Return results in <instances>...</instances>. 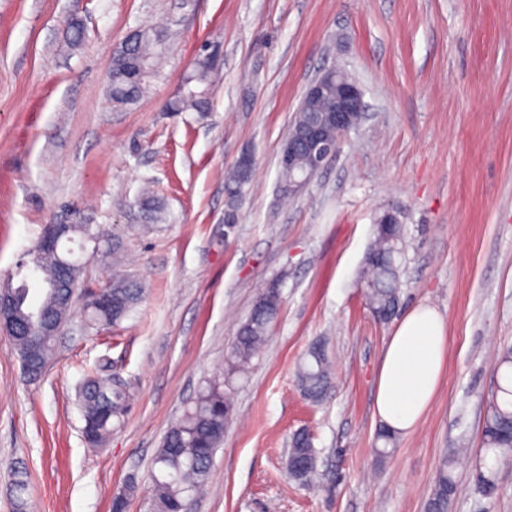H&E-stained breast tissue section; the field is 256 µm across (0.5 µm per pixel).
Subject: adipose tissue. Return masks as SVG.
Here are the masks:
<instances>
[{
  "mask_svg": "<svg viewBox=\"0 0 512 512\" xmlns=\"http://www.w3.org/2000/svg\"><path fill=\"white\" fill-rule=\"evenodd\" d=\"M447 337L439 312L419 304L398 321L382 359L375 413L396 434L414 432L437 393Z\"/></svg>",
  "mask_w": 512,
  "mask_h": 512,
  "instance_id": "ef3b65f1",
  "label": "adipose tissue"
}]
</instances>
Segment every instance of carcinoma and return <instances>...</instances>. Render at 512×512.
Returning a JSON list of instances; mask_svg holds the SVG:
<instances>
[{
	"mask_svg": "<svg viewBox=\"0 0 512 512\" xmlns=\"http://www.w3.org/2000/svg\"><path fill=\"white\" fill-rule=\"evenodd\" d=\"M163 36L150 29H136L124 39L113 53L112 103L128 106L137 102L153 72L162 51ZM218 65L206 52H199L183 78V92L169 102L176 112H207ZM253 173L233 167L225 178V191L234 198L252 180ZM402 239V225L394 224L382 234L375 232V241L366 258L365 296L373 316L380 322L389 321L401 302L400 267L397 263L398 243ZM42 275L53 279L62 269L73 275L80 274L83 266L69 254L47 252L40 259ZM17 319L37 326L41 315L51 322L64 320L70 311L61 306L57 298L45 293L39 304L29 301V289L22 284L13 289ZM143 290L127 284L113 289L112 295L94 305L83 307L88 327L111 326L123 320L141 299ZM280 310L277 290L264 291L259 296L247 320L240 326L232 351L227 357L228 377L245 373L252 358L267 339L269 324ZM21 363L33 365L27 374L31 382L44 375L52 356L56 337H12ZM297 381L304 396L312 402L321 401L331 384V366L325 343H313L301 363ZM78 402L84 420L86 442L101 445L114 429V423L124 415L128 393L120 380L96 372L87 376L79 386ZM233 404L224 391V380L213 379L201 388L179 422L167 432L152 462L153 512H187L190 501L203 490L210 465L224 441V425L232 418ZM396 436L387 427H379L374 448L379 458L389 456L395 447ZM482 451L476 464L474 479L487 496L496 493L497 466L512 456V385L499 386L498 392L488 399L482 427ZM319 451L309 433L298 430L290 439L286 458L289 477L300 484H308L317 469ZM454 460L441 458L426 509L427 512H448V500L454 494ZM14 497L17 512H29L24 498L25 480L16 471Z\"/></svg>",
	"mask_w": 512,
	"mask_h": 512,
	"instance_id": "cac0c4a2",
	"label": "carcinoma"
}]
</instances>
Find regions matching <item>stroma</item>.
Returning a JSON list of instances; mask_svg holds the SVG:
<instances>
[{
    "mask_svg": "<svg viewBox=\"0 0 512 512\" xmlns=\"http://www.w3.org/2000/svg\"><path fill=\"white\" fill-rule=\"evenodd\" d=\"M83 26L70 40L72 22ZM166 51L140 99L113 106L107 66L134 28ZM219 46L207 112H169L202 44ZM344 68L363 121L294 199L278 158L311 81ZM256 159L224 222V173ZM159 219L140 207L144 190ZM401 213L402 309L445 320L436 397L415 433L377 459L374 391L393 324L363 295L375 221ZM79 213L119 238V271L144 294L118 325L91 330L75 303L40 382L0 335V512L23 471L30 512H151L153 457L205 380L224 374L239 326L278 284L280 312L233 386L205 496L191 512H425L436 467L460 439L479 451L496 361L512 346V0H0V283H39L23 264L43 228ZM93 242L62 239L98 287L117 269ZM324 341L332 388L302 395L299 363ZM108 362L130 399L105 443L82 434L78 386ZM320 451L314 483L285 467L291 435ZM474 459L455 469L448 512H512V463L484 496Z\"/></svg>",
    "mask_w": 512,
    "mask_h": 512,
    "instance_id": "35a3bbf8",
    "label": "stroma"
}]
</instances>
